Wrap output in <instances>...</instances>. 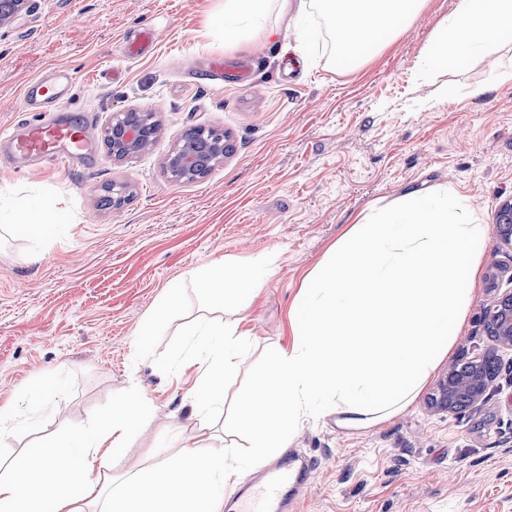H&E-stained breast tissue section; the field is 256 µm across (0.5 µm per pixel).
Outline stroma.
Listing matches in <instances>:
<instances>
[{
  "mask_svg": "<svg viewBox=\"0 0 512 512\" xmlns=\"http://www.w3.org/2000/svg\"><path fill=\"white\" fill-rule=\"evenodd\" d=\"M224 0H30L0 25V127L25 119L26 83L51 68L76 73L70 108L93 122L90 167L15 163L0 156V207L37 199L64 211L52 242L0 227V403L20 402L44 376L59 382L56 406L18 410L7 456L69 426L93 425L136 379L154 414L128 448L151 461L177 450L173 429L198 434L207 451L246 434L232 409L279 348L293 341L291 315L305 276L360 214L411 191L451 186L495 227L512 200V84L479 98L493 56L423 74L432 33L460 0H428L420 17L358 68L330 61L327 41L308 57L285 34L257 32L225 46L206 21ZM155 46L129 44L144 26ZM224 63L211 78L209 59ZM154 111L160 134L148 151L112 160L105 132L114 113ZM193 128L228 131L234 149L202 178L172 182L163 162ZM120 203H112L114 188ZM277 255L264 285L237 314L252 344L213 424L193 418L195 369L164 376L135 360V339L176 284L213 261ZM512 253L488 241L468 316L416 400L392 419L346 429L335 415L301 422L291 446L315 470L297 512H512V353L501 356L491 399L463 414L428 398L456 360L493 348L483 319L498 291L486 275Z\"/></svg>",
  "mask_w": 512,
  "mask_h": 512,
  "instance_id": "35a3bbf8",
  "label": "stroma"
}]
</instances>
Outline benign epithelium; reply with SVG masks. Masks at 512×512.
Wrapping results in <instances>:
<instances>
[{
  "label": "benign epithelium",
  "instance_id": "1",
  "mask_svg": "<svg viewBox=\"0 0 512 512\" xmlns=\"http://www.w3.org/2000/svg\"><path fill=\"white\" fill-rule=\"evenodd\" d=\"M28 0H0V25L14 20L26 7ZM149 112H121L113 119L107 132V142L112 157L126 159L142 152L141 144L148 136ZM223 140L205 147L195 143L189 134L183 143L168 154L165 167L175 182H189L199 178V169L210 159L224 157ZM503 222L496 225L498 242L512 249V201L504 202ZM485 326L497 347L512 351V291L497 295L492 308L485 315ZM487 370L476 369L463 378L444 375L429 398V406L437 412L460 413L485 401L497 377V356H490Z\"/></svg>",
  "mask_w": 512,
  "mask_h": 512
}]
</instances>
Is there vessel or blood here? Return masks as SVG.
Returning a JSON list of instances; mask_svg holds the SVG:
<instances>
[{
  "instance_id": "obj_1",
  "label": "vessel or blood",
  "mask_w": 512,
  "mask_h": 512,
  "mask_svg": "<svg viewBox=\"0 0 512 512\" xmlns=\"http://www.w3.org/2000/svg\"><path fill=\"white\" fill-rule=\"evenodd\" d=\"M75 81V74L66 69H53L32 79L24 89L22 109L33 113V120L0 130V139L32 163L93 165L95 155L86 124L65 120L59 114ZM311 470V464L290 454L261 475H244L238 512H294Z\"/></svg>"
}]
</instances>
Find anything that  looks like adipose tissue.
Returning a JSON list of instances; mask_svg holds the SVG:
<instances>
[{"instance_id":"obj_1","label":"adipose tissue","mask_w":512,"mask_h":512,"mask_svg":"<svg viewBox=\"0 0 512 512\" xmlns=\"http://www.w3.org/2000/svg\"><path fill=\"white\" fill-rule=\"evenodd\" d=\"M426 0H224L209 29L236 42L267 24L294 33L304 54L327 34L348 66L372 60L421 14ZM496 50L501 62L477 98L512 81V0H460L427 46L428 65L463 62ZM10 223L48 239L64 215L25 200ZM467 198L446 187L412 191L396 205L370 207L302 285L292 319L295 342L278 350L258 387L244 394L236 419L249 430V453L287 447L296 426L335 407L337 422L360 429L413 403L463 326L487 244ZM151 422L137 385L91 428L71 427L31 446L19 461L0 458V512H223L224 492L244 462L181 438L177 455L158 462L122 453Z\"/></svg>"}]
</instances>
